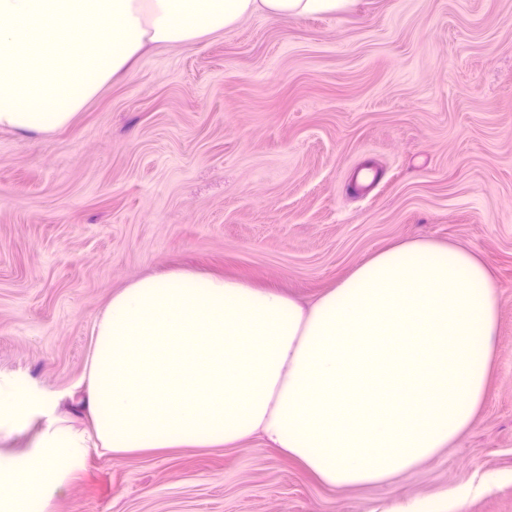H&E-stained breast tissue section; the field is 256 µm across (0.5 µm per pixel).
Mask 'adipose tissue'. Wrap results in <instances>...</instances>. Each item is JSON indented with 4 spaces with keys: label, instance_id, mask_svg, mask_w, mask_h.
I'll return each instance as SVG.
<instances>
[{
    "label": "adipose tissue",
    "instance_id": "adipose-tissue-1",
    "mask_svg": "<svg viewBox=\"0 0 512 512\" xmlns=\"http://www.w3.org/2000/svg\"><path fill=\"white\" fill-rule=\"evenodd\" d=\"M354 0H0V128L68 126L150 45L223 33L246 17L301 18ZM498 325L477 253L392 245L312 304L193 272L134 280L92 330L73 410L0 384V431L44 418L34 448L0 463V512H50L90 451L233 448L253 437L321 483H390L442 453L478 414Z\"/></svg>",
    "mask_w": 512,
    "mask_h": 512
}]
</instances>
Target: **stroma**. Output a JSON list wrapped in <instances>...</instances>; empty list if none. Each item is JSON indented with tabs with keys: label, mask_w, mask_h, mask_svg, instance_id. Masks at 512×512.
Returning <instances> with one entry per match:
<instances>
[{
	"label": "stroma",
	"mask_w": 512,
	"mask_h": 512,
	"mask_svg": "<svg viewBox=\"0 0 512 512\" xmlns=\"http://www.w3.org/2000/svg\"><path fill=\"white\" fill-rule=\"evenodd\" d=\"M381 176L365 196L352 173ZM491 267L493 372L471 427L390 484L330 487L254 438L89 456L53 512H512V0H357L153 46L69 126L0 129V380L67 402L91 330L173 270L311 303L395 243Z\"/></svg>",
	"instance_id": "1"
}]
</instances>
